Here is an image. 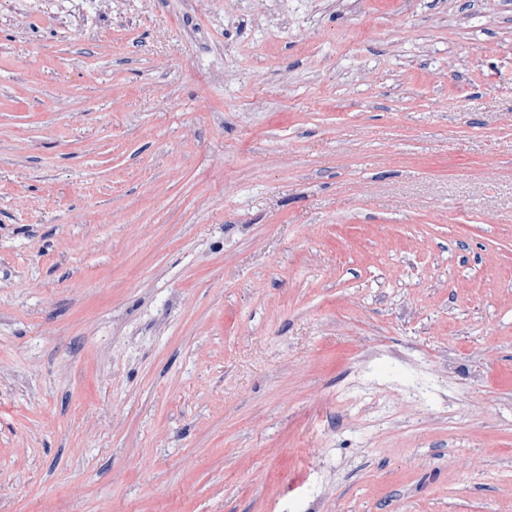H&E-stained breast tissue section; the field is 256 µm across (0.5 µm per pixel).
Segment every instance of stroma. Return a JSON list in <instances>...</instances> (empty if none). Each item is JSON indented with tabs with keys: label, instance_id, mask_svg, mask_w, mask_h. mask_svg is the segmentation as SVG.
Segmentation results:
<instances>
[{
	"label": "stroma",
	"instance_id": "obj_1",
	"mask_svg": "<svg viewBox=\"0 0 512 512\" xmlns=\"http://www.w3.org/2000/svg\"><path fill=\"white\" fill-rule=\"evenodd\" d=\"M0 512H512V0H0Z\"/></svg>",
	"mask_w": 512,
	"mask_h": 512
}]
</instances>
